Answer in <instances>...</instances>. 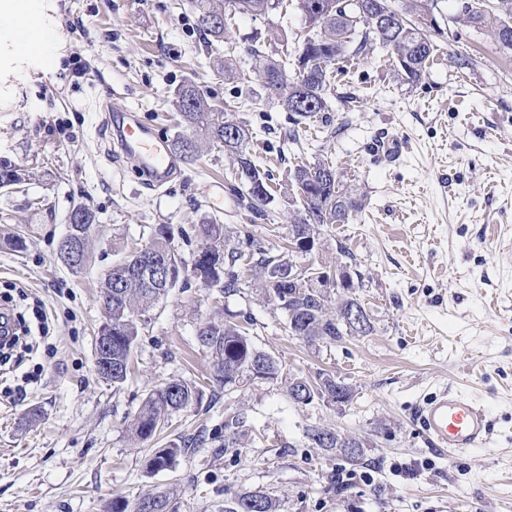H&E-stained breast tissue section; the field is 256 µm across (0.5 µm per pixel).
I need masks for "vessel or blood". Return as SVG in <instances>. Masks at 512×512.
<instances>
[{"instance_id":"vessel-or-blood-1","label":"vessel or blood","mask_w":512,"mask_h":512,"mask_svg":"<svg viewBox=\"0 0 512 512\" xmlns=\"http://www.w3.org/2000/svg\"><path fill=\"white\" fill-rule=\"evenodd\" d=\"M15 29L31 52L46 55L49 38L33 32L28 14L16 18ZM106 124L112 130L115 152L132 160L149 185L159 188L173 178L178 160L168 140L156 133L137 110L107 103ZM417 417L431 445L443 454L483 447L491 440L486 411L458 392L443 389L432 394L420 406Z\"/></svg>"}]
</instances>
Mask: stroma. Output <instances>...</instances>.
Returning a JSON list of instances; mask_svg holds the SVG:
<instances>
[{
    "mask_svg": "<svg viewBox=\"0 0 512 512\" xmlns=\"http://www.w3.org/2000/svg\"><path fill=\"white\" fill-rule=\"evenodd\" d=\"M35 22L55 36L49 58L20 52L15 32L0 29V162L26 171L24 185L0 189V231L18 226L29 240L23 252L0 245V297L28 320L43 302L50 330L0 373V512H103L113 496L133 503L159 491L179 512H222L247 490L269 494L277 512H463L469 502L512 512V56L458 24L432 34L434 61L417 86L393 78L384 52L346 62L335 87L349 100L324 115L336 136L322 138L314 122L292 144L288 115L264 94L244 46L254 35L293 38L299 11L234 17L235 78L214 66L190 0H39ZM185 81L242 101L249 151L277 181L325 158L364 195L360 219L324 226L316 261L335 268L339 246L349 249L352 295L370 330L310 343L289 334L286 313L261 290L222 296L195 282L150 311L116 390L95 372L98 285L113 260L162 226L191 260L208 217L242 251H286L291 199L277 195L266 217L251 214L224 153L150 190L113 152L102 102L135 108L171 138V99ZM388 134L406 143L400 163L374 150ZM80 204L97 215L95 256L75 273L56 246ZM219 315L251 318L250 339L279 362L277 378H246L228 394L206 384L197 333ZM321 373L351 386V399H289V378ZM173 379L202 383L198 403L171 414L150 443L135 440L128 417ZM445 387L487 410L485 448L448 458L431 446L415 413ZM315 425L359 438L358 461L312 444L305 431ZM197 435L204 446L175 469L146 474V447Z\"/></svg>",
    "mask_w": 512,
    "mask_h": 512,
    "instance_id": "obj_1",
    "label": "stroma"
}]
</instances>
